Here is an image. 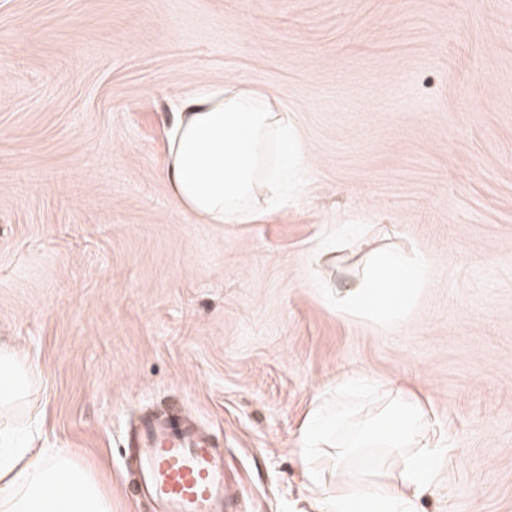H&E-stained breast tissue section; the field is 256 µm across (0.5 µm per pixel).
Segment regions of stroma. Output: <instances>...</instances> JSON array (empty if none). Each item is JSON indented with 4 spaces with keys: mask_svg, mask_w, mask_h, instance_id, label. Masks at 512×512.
<instances>
[{
    "mask_svg": "<svg viewBox=\"0 0 512 512\" xmlns=\"http://www.w3.org/2000/svg\"><path fill=\"white\" fill-rule=\"evenodd\" d=\"M272 95L305 152L285 213L204 224L162 174L180 97ZM338 266L318 257L342 226ZM385 246L425 287L380 324L331 295ZM0 342L16 420L112 501L130 422L175 410L238 512H313L297 454L340 379L416 390L441 447L418 512H512V0H0Z\"/></svg>",
    "mask_w": 512,
    "mask_h": 512,
    "instance_id": "stroma-1",
    "label": "stroma"
}]
</instances>
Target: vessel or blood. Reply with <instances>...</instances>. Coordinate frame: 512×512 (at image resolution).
I'll use <instances>...</instances> for the list:
<instances>
[{"label":"vessel or blood","mask_w":512,"mask_h":512,"mask_svg":"<svg viewBox=\"0 0 512 512\" xmlns=\"http://www.w3.org/2000/svg\"><path fill=\"white\" fill-rule=\"evenodd\" d=\"M135 491L149 512H234L212 437L173 413L140 419L132 442Z\"/></svg>","instance_id":"b4317fda"}]
</instances>
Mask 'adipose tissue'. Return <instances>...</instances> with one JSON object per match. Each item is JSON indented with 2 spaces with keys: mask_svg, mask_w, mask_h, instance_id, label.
<instances>
[{
  "mask_svg": "<svg viewBox=\"0 0 512 512\" xmlns=\"http://www.w3.org/2000/svg\"><path fill=\"white\" fill-rule=\"evenodd\" d=\"M304 162L287 113L270 96L225 83L185 96L172 127L165 177L179 206L205 224H245L287 208L281 169ZM429 259L378 249L365 270L336 291V310L382 321L403 318L427 281ZM34 373L15 350L0 347V512H111L96 478L66 448L21 443L8 412ZM374 395L365 377L340 380L336 402L309 415L297 453L317 512H417L435 482L438 450L421 398L398 388L377 397L372 419L356 418V401ZM335 447L333 465L321 464ZM342 471L329 489V467Z\"/></svg>",
  "mask_w": 512,
  "mask_h": 512,
  "instance_id": "adipose-tissue-1",
  "label": "adipose tissue"
}]
</instances>
